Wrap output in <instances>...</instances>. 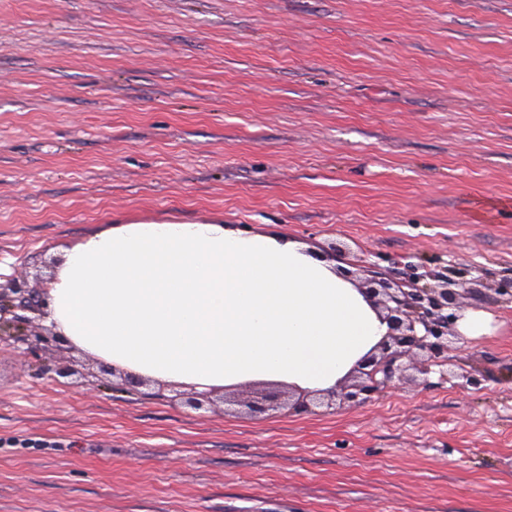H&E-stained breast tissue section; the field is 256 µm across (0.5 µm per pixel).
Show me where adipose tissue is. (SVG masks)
<instances>
[{
    "instance_id": "obj_1",
    "label": "adipose tissue",
    "mask_w": 512,
    "mask_h": 512,
    "mask_svg": "<svg viewBox=\"0 0 512 512\" xmlns=\"http://www.w3.org/2000/svg\"><path fill=\"white\" fill-rule=\"evenodd\" d=\"M341 264L221 224H121L67 250L48 324L123 370L198 389L332 390L387 331Z\"/></svg>"
}]
</instances>
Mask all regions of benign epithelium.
<instances>
[{"instance_id": "obj_1", "label": "benign epithelium", "mask_w": 512, "mask_h": 512, "mask_svg": "<svg viewBox=\"0 0 512 512\" xmlns=\"http://www.w3.org/2000/svg\"><path fill=\"white\" fill-rule=\"evenodd\" d=\"M423 275L412 273L404 282H392L377 271L358 280L357 285L372 306L382 313L388 332L375 349L363 358L336 388L324 396L344 403L361 402L388 387L393 379L416 381L431 372L437 355L448 350L452 340L460 339L456 323L461 319L452 277L441 279L443 287L419 285ZM45 297L29 288L16 286L0 291V337L18 336L32 313L45 315ZM232 404L245 407L250 414H264L284 407L309 409L307 394L295 401L275 387L252 392L246 400Z\"/></svg>"}]
</instances>
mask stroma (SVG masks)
I'll list each match as a JSON object with an SVG mask.
<instances>
[{
	"mask_svg": "<svg viewBox=\"0 0 512 512\" xmlns=\"http://www.w3.org/2000/svg\"><path fill=\"white\" fill-rule=\"evenodd\" d=\"M140 221L469 271L490 325L447 359L481 384L194 410L34 327L0 342V512H512V0H0V276Z\"/></svg>",
	"mask_w": 512,
	"mask_h": 512,
	"instance_id": "obj_1",
	"label": "stroma"
}]
</instances>
